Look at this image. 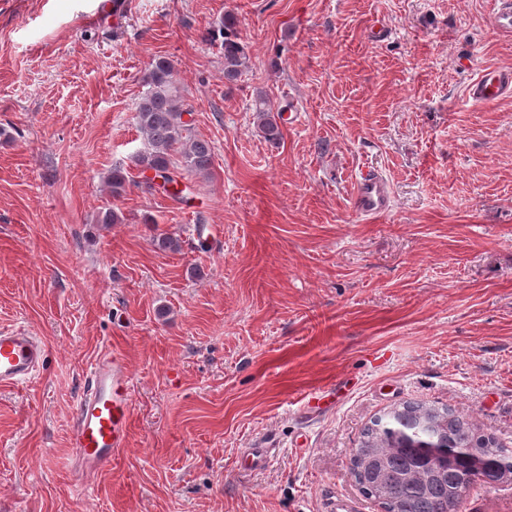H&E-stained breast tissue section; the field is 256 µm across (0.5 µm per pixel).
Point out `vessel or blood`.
Listing matches in <instances>:
<instances>
[{
    "label": "vessel or blood",
    "mask_w": 512,
    "mask_h": 512,
    "mask_svg": "<svg viewBox=\"0 0 512 512\" xmlns=\"http://www.w3.org/2000/svg\"><path fill=\"white\" fill-rule=\"evenodd\" d=\"M470 96L493 101L512 94V70L489 69L472 83ZM354 204L367 215L390 208V192L374 171L360 173ZM46 345L21 327L0 328V387H16L34 379L43 367ZM90 388L81 397L71 434L77 473L87 477L112 461L113 453L127 447L131 409V375L115 352L102 353L88 375Z\"/></svg>",
    "instance_id": "vessel-or-blood-1"
}]
</instances>
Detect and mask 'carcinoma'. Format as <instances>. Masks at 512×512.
I'll return each mask as SVG.
<instances>
[{
	"label": "carcinoma",
	"mask_w": 512,
	"mask_h": 512,
	"mask_svg": "<svg viewBox=\"0 0 512 512\" xmlns=\"http://www.w3.org/2000/svg\"><path fill=\"white\" fill-rule=\"evenodd\" d=\"M208 40L223 51L224 81L237 82L250 57L235 18L224 16ZM143 82L135 119L148 147L133 163L143 173L155 171L162 183L145 179L142 184L165 194L166 184L176 177L209 175L214 150L185 119L188 110L168 59H156ZM255 116L264 137L279 142V111L267 97L257 98ZM109 183L112 195L119 197L129 177L115 168ZM352 456L356 485L365 496L388 505V512H462L471 486L512 482V448L478 434L462 413L444 405L410 402L388 409L364 429Z\"/></svg>",
	"instance_id": "carcinoma-1"
}]
</instances>
